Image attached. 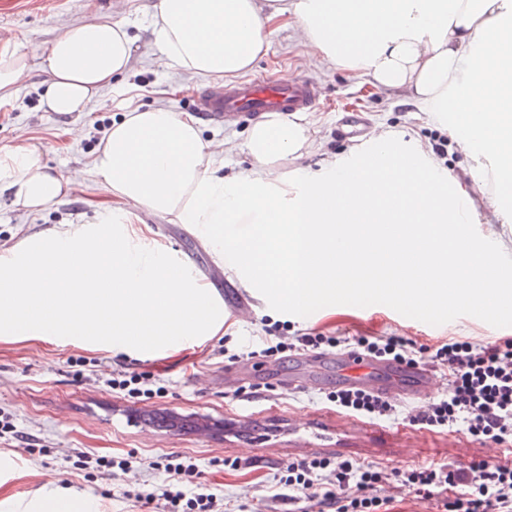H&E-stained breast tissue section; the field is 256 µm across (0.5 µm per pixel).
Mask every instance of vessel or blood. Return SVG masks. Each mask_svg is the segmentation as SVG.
Returning a JSON list of instances; mask_svg holds the SVG:
<instances>
[{"mask_svg":"<svg viewBox=\"0 0 512 512\" xmlns=\"http://www.w3.org/2000/svg\"><path fill=\"white\" fill-rule=\"evenodd\" d=\"M319 99L320 91L315 82L303 76L286 75L274 81H249L209 91L198 98L197 107L209 119L218 120L227 116L258 117L266 112H304L316 106ZM380 368V362L350 352L341 363V377L348 384L400 399H421L435 384L432 374L416 369L394 373L392 381L378 387L374 380ZM167 417L177 426L192 422L194 433L199 437L208 436L215 425L213 418L198 413L171 410Z\"/></svg>","mask_w":512,"mask_h":512,"instance_id":"vessel-or-blood-1","label":"vessel or blood"}]
</instances>
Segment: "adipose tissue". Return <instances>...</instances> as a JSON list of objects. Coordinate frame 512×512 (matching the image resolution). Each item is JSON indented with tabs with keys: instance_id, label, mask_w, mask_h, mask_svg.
I'll list each match as a JSON object with an SVG mask.
<instances>
[{
	"instance_id": "adipose-tissue-1",
	"label": "adipose tissue",
	"mask_w": 512,
	"mask_h": 512,
	"mask_svg": "<svg viewBox=\"0 0 512 512\" xmlns=\"http://www.w3.org/2000/svg\"><path fill=\"white\" fill-rule=\"evenodd\" d=\"M317 63L420 104L446 124L481 175L512 191V0H157L150 35L169 66L211 81L250 71L279 21ZM127 25L98 16L65 27L44 57L48 111H86L132 68ZM315 116L270 115L248 128L250 165L224 178V146L200 121L127 101L88 175L116 218L0 250V340L38 339L150 353L206 341L224 304L126 223L132 205L191 225L217 258L248 273L299 316L351 302H396L416 314L485 310L501 296L484 247L471 239V184L433 174L421 146L387 134L356 165L307 173L319 145ZM38 145L0 149V193L38 213L76 189ZM250 218L247 234L225 232Z\"/></svg>"
}]
</instances>
